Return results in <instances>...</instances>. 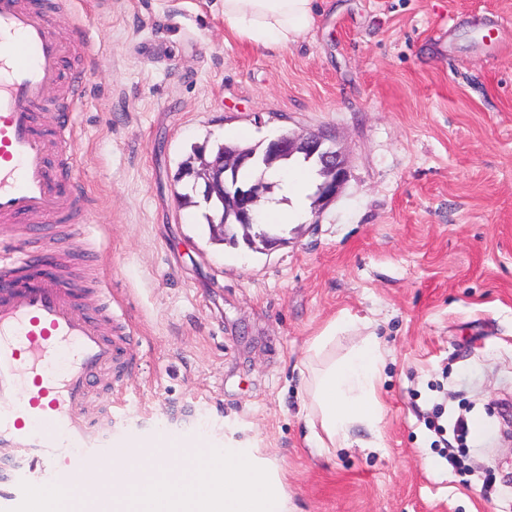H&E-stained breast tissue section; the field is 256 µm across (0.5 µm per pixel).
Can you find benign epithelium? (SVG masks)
<instances>
[{
	"label": "benign epithelium",
	"instance_id": "benign-epithelium-1",
	"mask_svg": "<svg viewBox=\"0 0 512 512\" xmlns=\"http://www.w3.org/2000/svg\"><path fill=\"white\" fill-rule=\"evenodd\" d=\"M270 158L277 160L283 156L306 152L309 156L319 155L323 164L324 180L320 185L318 207L323 208L333 202L348 177L347 163L342 153L336 150L333 139L329 135H304L299 133H284L276 139L269 141L264 149ZM255 153L248 151H233L224 153L220 160H202L193 174L195 178L206 187L223 185L230 173L236 168L254 161ZM263 193L262 182H257L248 191L229 195L224 201L227 211L234 214L237 223L244 229H249L254 223V205ZM250 247L270 251L286 243L280 237L264 235L253 237L246 235Z\"/></svg>",
	"mask_w": 512,
	"mask_h": 512
}]
</instances>
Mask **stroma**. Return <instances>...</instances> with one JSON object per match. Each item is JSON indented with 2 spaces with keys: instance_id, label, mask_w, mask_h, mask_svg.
<instances>
[{
  "instance_id": "stroma-1",
  "label": "stroma",
  "mask_w": 512,
  "mask_h": 512,
  "mask_svg": "<svg viewBox=\"0 0 512 512\" xmlns=\"http://www.w3.org/2000/svg\"><path fill=\"white\" fill-rule=\"evenodd\" d=\"M69 185L89 200L65 242L95 260L133 328L135 368L112 430L257 449L289 512H512V0H322L312 29L259 51L224 28L220 0H64ZM330 133L348 180L270 252L212 243L180 206L193 147ZM389 351L380 445L319 456L302 407L309 342ZM443 405L461 475L432 448ZM487 421L458 436L456 419Z\"/></svg>"
}]
</instances>
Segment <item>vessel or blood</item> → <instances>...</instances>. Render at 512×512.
<instances>
[{"instance_id": "vessel-or-blood-1", "label": "vessel or blood", "mask_w": 512, "mask_h": 512, "mask_svg": "<svg viewBox=\"0 0 512 512\" xmlns=\"http://www.w3.org/2000/svg\"><path fill=\"white\" fill-rule=\"evenodd\" d=\"M70 44L36 0H0V224L80 226L82 207L54 170L75 139L68 121L38 130L49 93L70 111L82 93L64 82ZM34 253L0 252V512H90L101 465L131 454L130 437L109 438L90 412L94 381L126 365L127 343L101 307L81 305L60 277L20 278Z\"/></svg>"}]
</instances>
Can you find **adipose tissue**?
<instances>
[{"label":"adipose tissue","mask_w":512,"mask_h":512,"mask_svg":"<svg viewBox=\"0 0 512 512\" xmlns=\"http://www.w3.org/2000/svg\"><path fill=\"white\" fill-rule=\"evenodd\" d=\"M224 27L258 50L288 48L315 23V0H222ZM268 177L279 183L278 195L259 213L264 224H294L305 215L314 174L303 167H271ZM348 323L335 319L314 337L301 371L308 440L329 454L353 446L352 433L362 429L378 435L382 405L378 386L388 355L377 336L364 337L340 358L325 359L336 333Z\"/></svg>","instance_id":"obj_1"}]
</instances>
